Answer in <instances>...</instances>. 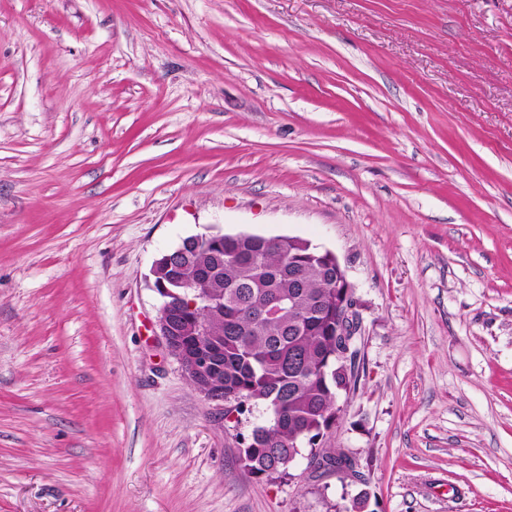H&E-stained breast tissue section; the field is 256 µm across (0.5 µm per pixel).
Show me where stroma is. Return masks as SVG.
<instances>
[{
  "instance_id": "obj_1",
  "label": "stroma",
  "mask_w": 512,
  "mask_h": 512,
  "mask_svg": "<svg viewBox=\"0 0 512 512\" xmlns=\"http://www.w3.org/2000/svg\"><path fill=\"white\" fill-rule=\"evenodd\" d=\"M332 251L364 360L325 439L155 329L191 235ZM512 512V0H0V512Z\"/></svg>"
}]
</instances>
